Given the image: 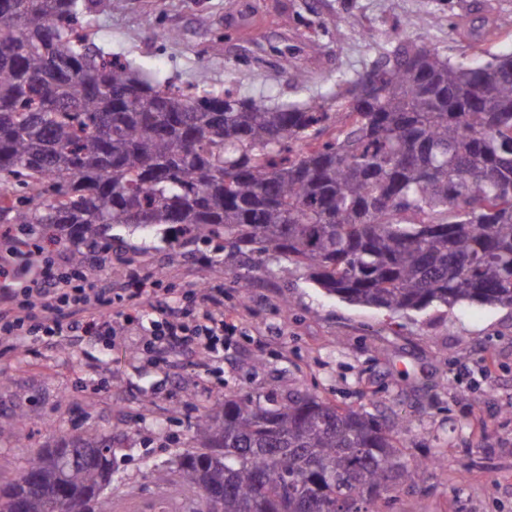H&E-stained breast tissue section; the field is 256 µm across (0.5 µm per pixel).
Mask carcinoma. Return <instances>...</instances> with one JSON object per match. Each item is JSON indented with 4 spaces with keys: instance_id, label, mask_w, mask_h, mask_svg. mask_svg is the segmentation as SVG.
Masks as SVG:
<instances>
[{
    "instance_id": "cac0c4a2",
    "label": "carcinoma",
    "mask_w": 512,
    "mask_h": 512,
    "mask_svg": "<svg viewBox=\"0 0 512 512\" xmlns=\"http://www.w3.org/2000/svg\"><path fill=\"white\" fill-rule=\"evenodd\" d=\"M119 0H0V223L81 245L113 225L174 228L304 269L391 313L512 308V54L454 61L420 35L303 104L206 73L182 87L89 42ZM394 421L288 393L224 398L153 473L192 512H375L429 466ZM0 479V512H114L112 439L60 436Z\"/></svg>"
}]
</instances>
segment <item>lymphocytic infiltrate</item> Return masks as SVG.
<instances>
[{
	"mask_svg": "<svg viewBox=\"0 0 512 512\" xmlns=\"http://www.w3.org/2000/svg\"><path fill=\"white\" fill-rule=\"evenodd\" d=\"M111 263L112 250L104 245L88 246L79 263L70 249L47 250L32 227H1L0 335L112 337L145 306L153 315L145 340L150 349L210 354L231 334L221 289H192L195 305L183 308L152 273L137 267L127 269L125 288L107 287L98 272Z\"/></svg>",
	"mask_w": 512,
	"mask_h": 512,
	"instance_id": "obj_1",
	"label": "lymphocytic infiltrate"
}]
</instances>
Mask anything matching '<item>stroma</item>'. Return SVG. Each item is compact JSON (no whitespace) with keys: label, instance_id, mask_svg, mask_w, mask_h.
<instances>
[{"label":"stroma","instance_id":"obj_1","mask_svg":"<svg viewBox=\"0 0 512 512\" xmlns=\"http://www.w3.org/2000/svg\"><path fill=\"white\" fill-rule=\"evenodd\" d=\"M496 36L484 48L512 54V0H120L89 30L99 47L180 85L206 72L216 88L272 104H297L334 89L377 57L394 32L427 31L457 60L478 49L474 29ZM171 41L153 39L158 30ZM300 70L306 81H287ZM120 287L128 264L157 272L184 306L201 283L224 291L235 324L206 358L159 356L142 340L151 314L112 339L60 337L21 345L0 340V473L24 467L32 449L60 432L95 431L115 452L112 498L146 499L152 472L192 447L196 417L225 395L268 401L307 391L342 408L402 420L405 461L443 458L416 490L388 492L382 512H512V309L481 304L407 315L326 295L288 263L266 269L257 253L181 244L116 226L105 239ZM221 262L249 277L239 290L211 272Z\"/></svg>","mask_w":512,"mask_h":512}]
</instances>
